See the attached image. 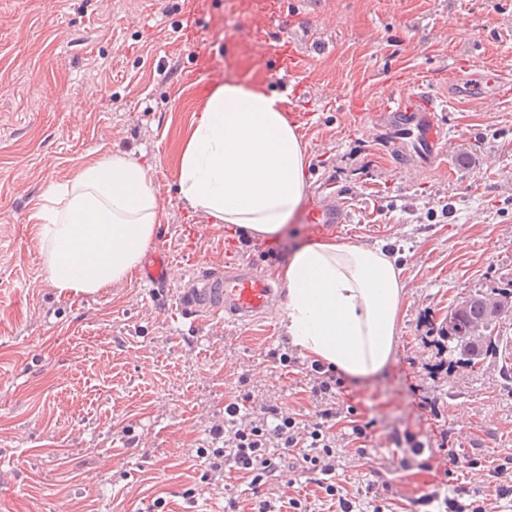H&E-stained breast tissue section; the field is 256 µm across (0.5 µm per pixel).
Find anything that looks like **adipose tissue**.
Here are the masks:
<instances>
[{"instance_id":"adipose-tissue-1","label":"adipose tissue","mask_w":512,"mask_h":512,"mask_svg":"<svg viewBox=\"0 0 512 512\" xmlns=\"http://www.w3.org/2000/svg\"><path fill=\"white\" fill-rule=\"evenodd\" d=\"M285 96L216 85L179 159L178 196L216 224L276 236L307 191V155ZM46 277L62 295H92L129 278L161 222L152 168L121 152L83 162L50 185L34 213ZM288 334L307 355L360 384L393 359L402 269L378 246L310 242L282 271Z\"/></svg>"}]
</instances>
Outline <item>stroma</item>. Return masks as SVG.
<instances>
[{
	"mask_svg": "<svg viewBox=\"0 0 512 512\" xmlns=\"http://www.w3.org/2000/svg\"><path fill=\"white\" fill-rule=\"evenodd\" d=\"M271 37L307 60L274 84L306 148V200L343 199L351 214L322 231L297 211L277 240L242 244L178 197V160L203 99L191 77L224 34L245 33L244 0H0V512H224L247 493L207 479L208 430L239 391L312 412L301 368L271 356L289 337L285 308L254 323L182 319L178 296L197 271L238 258L272 279L318 240L385 245L403 269L395 357L381 375L339 395L370 423L366 441L393 486L394 512H445L456 488H478L512 453V377L501 362L432 376L436 335L460 297L512 280V0H269ZM496 70L491 105H447L446 158L403 170L360 127L392 83ZM335 88L308 99L295 84ZM96 92L97 110L84 105ZM124 152L152 164L163 219L153 248L174 267L166 295L139 273L108 291L59 295L47 280L40 226L44 191L89 157ZM429 398L438 415L421 410ZM422 442L411 455L401 441ZM447 440L455 460L436 462ZM408 458L406 470L388 461ZM479 469H472V461Z\"/></svg>",
	"mask_w": 512,
	"mask_h": 512,
	"instance_id": "1",
	"label": "stroma"
}]
</instances>
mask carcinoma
I'll list each match as a JSON object with an SVG mask.
<instances>
[{
  "instance_id": "1",
  "label": "carcinoma",
  "mask_w": 512,
  "mask_h": 512,
  "mask_svg": "<svg viewBox=\"0 0 512 512\" xmlns=\"http://www.w3.org/2000/svg\"><path fill=\"white\" fill-rule=\"evenodd\" d=\"M490 299L512 300V283L503 288L464 296L450 310L451 321L440 328L437 339L439 346L448 349V364H463L475 372L481 370L488 357L504 358V340L496 330L499 319L492 317L489 308L482 304V301ZM476 323L482 326L479 337L464 344L460 343L461 337L472 335V326Z\"/></svg>"
}]
</instances>
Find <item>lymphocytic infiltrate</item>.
Returning a JSON list of instances; mask_svg holds the SVG:
<instances>
[{
    "label": "lymphocytic infiltrate",
    "mask_w": 512,
    "mask_h": 512,
    "mask_svg": "<svg viewBox=\"0 0 512 512\" xmlns=\"http://www.w3.org/2000/svg\"><path fill=\"white\" fill-rule=\"evenodd\" d=\"M307 377L314 412L305 419L275 405L251 407V396L245 392L225 403L224 422L212 428L214 445L205 451L211 472L237 473L250 493V512H315L308 497L271 496L269 485L287 464L316 474L323 501L335 506L336 512H358L363 504L371 512H390L376 494L373 481H366L361 502L349 498L337 483L339 453L334 427L341 416L337 397L343 380L333 369L316 362Z\"/></svg>",
    "instance_id": "f902f5d3"
}]
</instances>
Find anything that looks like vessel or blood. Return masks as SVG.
Wrapping results in <instances>:
<instances>
[{"label":"vessel or blood","mask_w":512,"mask_h":512,"mask_svg":"<svg viewBox=\"0 0 512 512\" xmlns=\"http://www.w3.org/2000/svg\"><path fill=\"white\" fill-rule=\"evenodd\" d=\"M268 17L255 12L244 36H228L224 45L228 53L236 57L240 77L253 83H275L280 75L296 72L294 59L289 58L288 49L280 43L267 40ZM265 45L269 61H255L254 48ZM502 76L487 72L482 82L459 87L457 96L463 101L486 102L497 95L496 82ZM445 107L438 97L431 94L425 85L415 84L407 89L392 91L385 102L378 120L365 123L368 131L384 130V148L395 160L403 162L412 156L431 163L439 161L447 152L448 138L440 119ZM308 223L321 228L336 227L349 220L344 202L311 203L307 209ZM172 261L166 250L152 254L141 273V280L153 294L167 292L171 283ZM280 301V295L271 278L257 273L249 265L233 263L224 274H203L196 284L183 292L179 313L191 318L202 311L212 315L228 314L233 321L254 322L267 314Z\"/></svg>","instance_id":"b4317fda"}]
</instances>
